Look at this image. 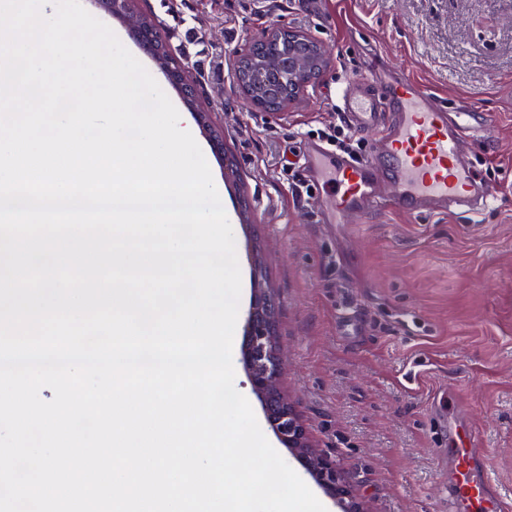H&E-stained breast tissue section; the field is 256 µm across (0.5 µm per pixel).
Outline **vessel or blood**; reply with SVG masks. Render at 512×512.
I'll list each match as a JSON object with an SVG mask.
<instances>
[{
	"mask_svg": "<svg viewBox=\"0 0 512 512\" xmlns=\"http://www.w3.org/2000/svg\"><path fill=\"white\" fill-rule=\"evenodd\" d=\"M344 113L357 127L384 123L385 134L360 162L314 148L307 170L328 188L332 215L344 222L363 219L374 210L413 216L460 212L478 218L497 196L493 185L475 176L466 144L488 114L451 112L432 92L408 79L381 101L352 83L343 92ZM484 448L465 434L452 451L448 488L451 512H503L502 498L481 471Z\"/></svg>",
	"mask_w": 512,
	"mask_h": 512,
	"instance_id": "1",
	"label": "vessel or blood"
}]
</instances>
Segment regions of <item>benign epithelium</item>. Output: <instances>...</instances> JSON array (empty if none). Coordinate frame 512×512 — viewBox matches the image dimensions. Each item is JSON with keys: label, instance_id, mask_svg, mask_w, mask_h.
<instances>
[{"label": "benign epithelium", "instance_id": "obj_1", "mask_svg": "<svg viewBox=\"0 0 512 512\" xmlns=\"http://www.w3.org/2000/svg\"><path fill=\"white\" fill-rule=\"evenodd\" d=\"M111 15L127 19L134 34L143 28L145 17L135 13L131 0H97ZM288 37V52L279 58L258 54L264 47ZM147 51L187 104H193L195 89L187 75L172 67L162 49L148 39ZM327 48L312 34L274 28L234 51L235 74L242 88L253 96L255 108L272 117L300 101L307 88L327 65ZM288 71V93H277V79ZM254 299L246 320L244 364L253 393L263 402L268 422L294 459L335 503L339 512H364L338 473L336 461L313 449L295 407L280 392L282 361L273 331L276 311L268 289L254 277Z\"/></svg>", "mask_w": 512, "mask_h": 512}]
</instances>
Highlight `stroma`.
<instances>
[{
    "label": "stroma",
    "mask_w": 512,
    "mask_h": 512,
    "mask_svg": "<svg viewBox=\"0 0 512 512\" xmlns=\"http://www.w3.org/2000/svg\"><path fill=\"white\" fill-rule=\"evenodd\" d=\"M158 17L172 51L203 61L204 112L224 136L216 155L197 142L224 207L238 210L239 320L261 265L278 305L281 392L313 446L334 457L366 512H448V452L475 431L484 467L512 490V0H133ZM122 43L183 104L123 19L105 15ZM200 38L185 45L188 27ZM288 26L314 34L329 63L309 96L284 116L256 113L241 93L233 53L248 38ZM410 78L455 112L490 114L470 156L497 190L481 218L415 217L395 210L359 224H320L331 207L313 186L294 203L316 130L333 124L338 89L362 81L384 95Z\"/></svg>",
    "instance_id": "35a3bbf8"
}]
</instances>
